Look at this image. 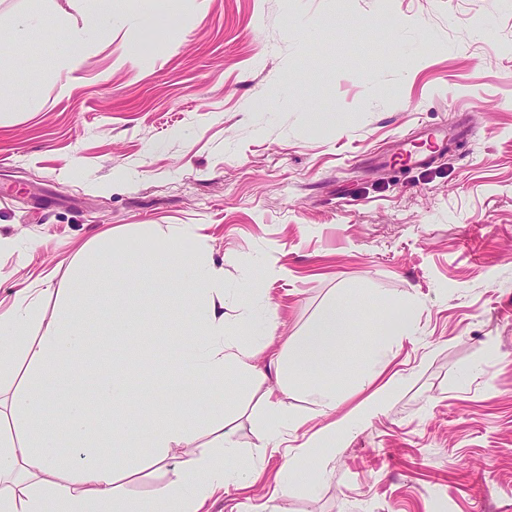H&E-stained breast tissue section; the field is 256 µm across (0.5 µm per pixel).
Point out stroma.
Segmentation results:
<instances>
[{"label":"stroma","mask_w":512,"mask_h":512,"mask_svg":"<svg viewBox=\"0 0 512 512\" xmlns=\"http://www.w3.org/2000/svg\"><path fill=\"white\" fill-rule=\"evenodd\" d=\"M89 6L0 0V31L51 9L78 28ZM85 38L78 64L47 24L0 44V312L27 295L52 318L78 275L97 310L57 388H77L96 425L152 406L190 349L160 331L117 348L104 291L161 321L167 291L124 286L112 259L193 225L229 293L273 306L278 335H302L340 288L363 303L359 336L418 328L383 412L276 498L282 463L327 418L289 392L302 423L264 448L266 384L229 373L206 390L190 447L222 430L248 462L208 512H512V0H164L150 17L115 0ZM423 143L432 164L401 162ZM370 293L405 301L376 310ZM91 375L129 397L100 409ZM177 463L133 467L125 494L150 499Z\"/></svg>","instance_id":"obj_1"}]
</instances>
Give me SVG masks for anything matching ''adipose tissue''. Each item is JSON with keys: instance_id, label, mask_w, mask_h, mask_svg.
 <instances>
[{"instance_id": "obj_1", "label": "adipose tissue", "mask_w": 512, "mask_h": 512, "mask_svg": "<svg viewBox=\"0 0 512 512\" xmlns=\"http://www.w3.org/2000/svg\"><path fill=\"white\" fill-rule=\"evenodd\" d=\"M113 0H91L82 31L72 30L63 18L54 27L65 41L71 61L85 56V32L95 30L111 17ZM196 237L193 227L171 228L156 238L152 248L139 253L126 268L130 281L141 270L166 285L172 272H180L178 307L172 317L179 334L191 337L194 353L171 380L173 391L197 390L206 380H222L227 370L244 378L263 377L273 370L276 385L265 393L269 418L261 432L263 442L275 440L284 414L281 399L289 387H300L319 416L330 418L309 448L288 458L282 466L287 479L304 484L328 461V450L341 444L356 422L379 415L385 404L387 384L381 376L392 364L396 351L416 333L414 318L372 331L356 355L348 344L355 334V306L347 295L334 298L307 333L286 339L287 361L270 359L259 369L252 348L255 337L273 338L275 312L265 308L261 319L247 327L229 320L224 270L201 250L188 249ZM60 300L54 320L44 333L32 337V326L41 319L37 301L21 300L0 314V383L16 381L10 411L0 416V512H207L214 493L239 479L243 466L229 437H222L217 452L186 449L194 429L185 414L145 413L131 431L112 429L113 447L123 449L126 463L165 465L174 448H181L173 480L159 487L147 502L127 497L121 490L118 467L105 459L98 431L92 426L82 401L62 397L52 380L63 361L81 356L87 342L79 331L87 307L71 303V289L55 291ZM28 366H21L23 356ZM363 398L346 415L338 410L348 391ZM58 408L56 418H44L48 405Z\"/></svg>"}]
</instances>
